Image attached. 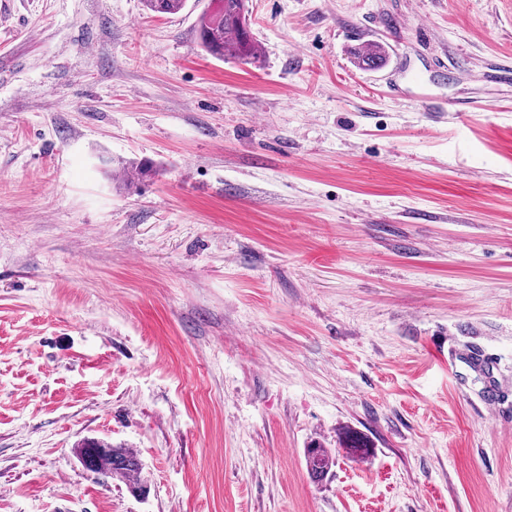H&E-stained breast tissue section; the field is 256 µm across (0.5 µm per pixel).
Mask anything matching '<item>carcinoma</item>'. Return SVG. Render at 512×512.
<instances>
[{"mask_svg":"<svg viewBox=\"0 0 512 512\" xmlns=\"http://www.w3.org/2000/svg\"><path fill=\"white\" fill-rule=\"evenodd\" d=\"M187 0H145L153 13L177 14ZM222 7L204 17L199 27V40L204 50L214 58L222 59L229 53L237 59L252 64L260 57V47L252 39L245 15V0H223ZM384 61V50L376 47L357 53L361 67L374 68ZM79 458L88 464V470L110 475L114 479L136 484L142 464L137 454L129 448L108 442L87 439L79 446ZM306 469L309 477L317 482L326 478L335 460L331 452L319 443L305 449Z\"/></svg>","mask_w":512,"mask_h":512,"instance_id":"1","label":"carcinoma"}]
</instances>
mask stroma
<instances>
[{"instance_id":"stroma-1","label":"stroma","mask_w":512,"mask_h":512,"mask_svg":"<svg viewBox=\"0 0 512 512\" xmlns=\"http://www.w3.org/2000/svg\"><path fill=\"white\" fill-rule=\"evenodd\" d=\"M220 5L0 0V512H512V0ZM222 7L204 17L199 27V40L214 58L230 53L247 64L260 57V47L252 39L245 15V0H223ZM78 449L83 465L85 461L88 464L86 469L110 475L112 479L139 484L142 464L131 449L95 439L83 441ZM305 462L309 477L317 482L326 478L335 464L331 452L316 442L305 449Z\"/></svg>"}]
</instances>
